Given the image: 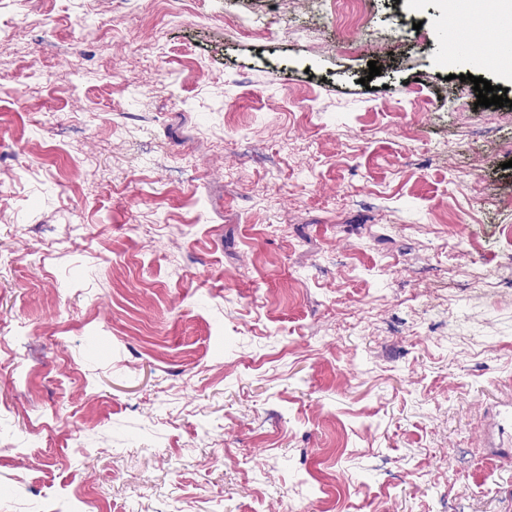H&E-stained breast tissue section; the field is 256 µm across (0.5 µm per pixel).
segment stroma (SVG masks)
Masks as SVG:
<instances>
[{"label":"stroma","instance_id":"1","mask_svg":"<svg viewBox=\"0 0 512 512\" xmlns=\"http://www.w3.org/2000/svg\"><path fill=\"white\" fill-rule=\"evenodd\" d=\"M456 11L0 0V512H512V62Z\"/></svg>","mask_w":512,"mask_h":512}]
</instances>
